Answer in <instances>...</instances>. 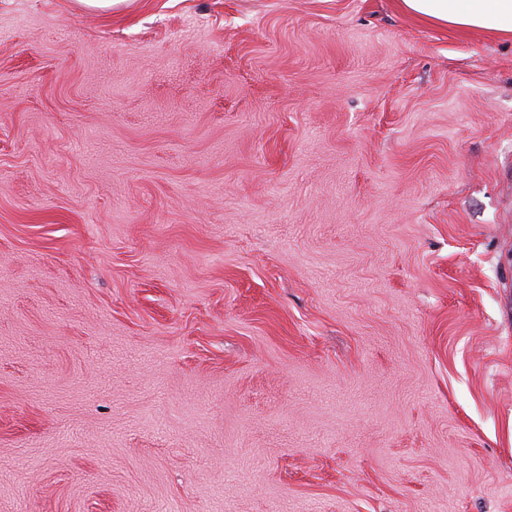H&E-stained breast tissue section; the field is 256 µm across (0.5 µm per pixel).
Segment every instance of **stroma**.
<instances>
[{"label": "stroma", "instance_id": "35a3bbf8", "mask_svg": "<svg viewBox=\"0 0 512 512\" xmlns=\"http://www.w3.org/2000/svg\"><path fill=\"white\" fill-rule=\"evenodd\" d=\"M0 512H512V37L0 0Z\"/></svg>", "mask_w": 512, "mask_h": 512}]
</instances>
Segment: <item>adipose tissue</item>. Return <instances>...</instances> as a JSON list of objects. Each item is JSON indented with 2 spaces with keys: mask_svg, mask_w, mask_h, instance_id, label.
I'll return each mask as SVG.
<instances>
[{
  "mask_svg": "<svg viewBox=\"0 0 512 512\" xmlns=\"http://www.w3.org/2000/svg\"><path fill=\"white\" fill-rule=\"evenodd\" d=\"M400 4L406 13L432 25L512 36V0H400Z\"/></svg>",
  "mask_w": 512,
  "mask_h": 512,
  "instance_id": "ef3b65f1",
  "label": "adipose tissue"
}]
</instances>
